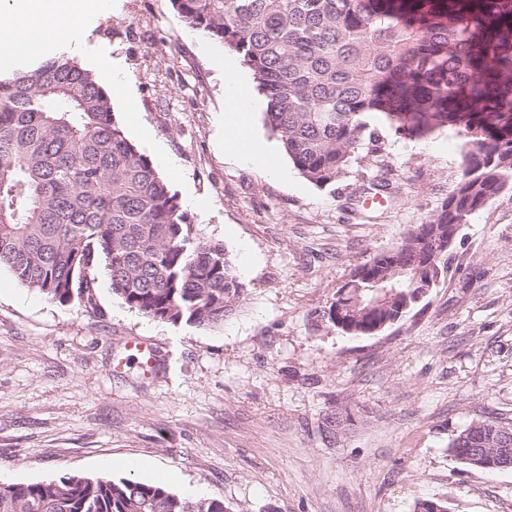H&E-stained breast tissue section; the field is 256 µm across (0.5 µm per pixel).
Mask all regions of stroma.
Instances as JSON below:
<instances>
[{"label":"stroma","instance_id":"1","mask_svg":"<svg viewBox=\"0 0 512 512\" xmlns=\"http://www.w3.org/2000/svg\"><path fill=\"white\" fill-rule=\"evenodd\" d=\"M81 53L112 61L117 121L138 149L161 144L160 174L192 223L223 243L244 285L218 326L172 325L130 309L99 282L102 316L0 270V483L67 473L162 481L229 512H512V469L468 467L448 450L472 422L512 423V189L474 213L455 268L423 309L376 336L329 321L354 264L397 247L460 176L456 131L424 140L380 128L387 206L364 209L359 158L319 188L280 155L281 177L224 151L223 44L171 0H111L84 22ZM149 340L143 374L125 343ZM127 460L142 462L138 472Z\"/></svg>","mask_w":512,"mask_h":512}]
</instances>
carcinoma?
I'll return each instance as SVG.
<instances>
[{"mask_svg": "<svg viewBox=\"0 0 512 512\" xmlns=\"http://www.w3.org/2000/svg\"><path fill=\"white\" fill-rule=\"evenodd\" d=\"M188 27L238 54L266 99L264 121L311 183L334 186L360 151L387 168L378 127L463 138L459 182L400 246L354 265L336 291L340 329L376 336L436 288L445 240L512 188V0H171ZM96 315L99 270L153 320L216 326L243 292L224 245L194 227L126 136L97 75L64 56L0 77V268ZM512 424L472 422L448 442ZM0 512H227L134 479L0 483Z\"/></svg>", "mask_w": 512, "mask_h": 512, "instance_id": "carcinoma-1", "label": "carcinoma"}]
</instances>
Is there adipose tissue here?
<instances>
[{"label":"adipose tissue","mask_w":512,"mask_h":512,"mask_svg":"<svg viewBox=\"0 0 512 512\" xmlns=\"http://www.w3.org/2000/svg\"><path fill=\"white\" fill-rule=\"evenodd\" d=\"M108 0H11L8 12H0V35L23 55H32L33 45H46L59 28H66L73 43L82 34L76 18L86 14H103ZM224 148L240 160L263 168L269 174L281 173L274 148L255 140L248 119L232 117L224 131Z\"/></svg>","instance_id":"1"}]
</instances>
